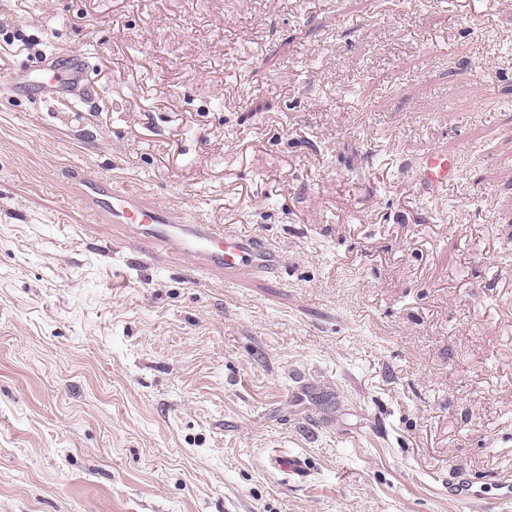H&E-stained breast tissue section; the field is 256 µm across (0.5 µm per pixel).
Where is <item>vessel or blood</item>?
<instances>
[{
  "mask_svg": "<svg viewBox=\"0 0 512 512\" xmlns=\"http://www.w3.org/2000/svg\"><path fill=\"white\" fill-rule=\"evenodd\" d=\"M87 71L86 58L78 56L58 65L44 60L28 68L31 86L44 93L85 83ZM458 164V158L448 154L446 149L439 146L430 148L411 166L417 192L431 199L443 196L458 178ZM80 183L84 200L92 203L109 222L147 233L158 245L191 256L201 272L269 273L280 265L276 248L248 231L215 224L184 223L125 189H108L106 199L102 200L93 195L95 180L86 176ZM269 461L284 481L303 480L309 475L307 462L300 456L275 448L269 453Z\"/></svg>",
  "mask_w": 512,
  "mask_h": 512,
  "instance_id": "vessel-or-blood-1",
  "label": "vessel or blood"
}]
</instances>
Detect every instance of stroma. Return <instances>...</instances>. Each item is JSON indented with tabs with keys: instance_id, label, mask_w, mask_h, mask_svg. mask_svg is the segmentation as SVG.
I'll return each mask as SVG.
<instances>
[{
	"instance_id": "1",
	"label": "stroma",
	"mask_w": 512,
	"mask_h": 512,
	"mask_svg": "<svg viewBox=\"0 0 512 512\" xmlns=\"http://www.w3.org/2000/svg\"><path fill=\"white\" fill-rule=\"evenodd\" d=\"M78 53L94 99L28 88ZM81 170L282 267L200 274ZM509 473L512 0H0V512H512ZM459 160L448 150L435 146L411 165V177L417 192L426 198H439L448 191V185L458 178ZM269 461L287 483L288 481L304 480L309 476L307 461L298 455L284 453L273 448L269 452Z\"/></svg>"
}]
</instances>
